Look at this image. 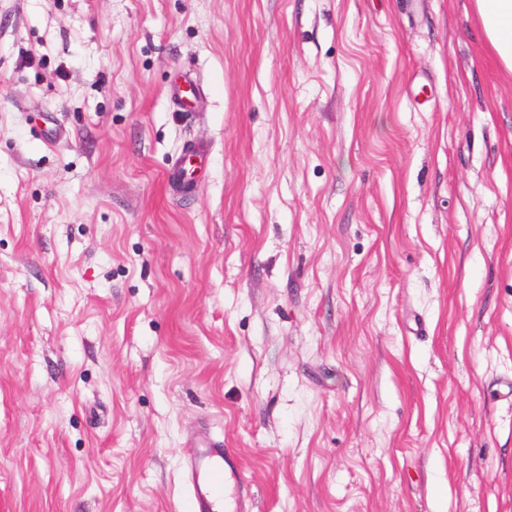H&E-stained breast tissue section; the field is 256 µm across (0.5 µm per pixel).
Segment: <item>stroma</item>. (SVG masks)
<instances>
[{
  "label": "stroma",
  "mask_w": 512,
  "mask_h": 512,
  "mask_svg": "<svg viewBox=\"0 0 512 512\" xmlns=\"http://www.w3.org/2000/svg\"><path fill=\"white\" fill-rule=\"evenodd\" d=\"M204 432L251 512H512L473 0H0V512H181ZM173 96L180 107V111L187 112L192 106L191 103L198 97L196 81L192 77H184L173 90ZM205 162V150L193 141H186L168 171V178L182 193H190L205 172Z\"/></svg>",
  "instance_id": "35a3bbf8"
}]
</instances>
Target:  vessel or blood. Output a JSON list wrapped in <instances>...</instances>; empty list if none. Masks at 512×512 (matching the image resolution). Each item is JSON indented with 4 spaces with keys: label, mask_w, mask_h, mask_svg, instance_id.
<instances>
[{
    "label": "vessel or blood",
    "mask_w": 512,
    "mask_h": 512,
    "mask_svg": "<svg viewBox=\"0 0 512 512\" xmlns=\"http://www.w3.org/2000/svg\"><path fill=\"white\" fill-rule=\"evenodd\" d=\"M206 152L192 141L185 142L168 171V178L182 193H190L205 172ZM189 481L192 491L182 512H223L233 502V512H250V496L244 489L231 449L223 441L198 439L191 443Z\"/></svg>",
    "instance_id": "vessel-or-blood-1"
}]
</instances>
